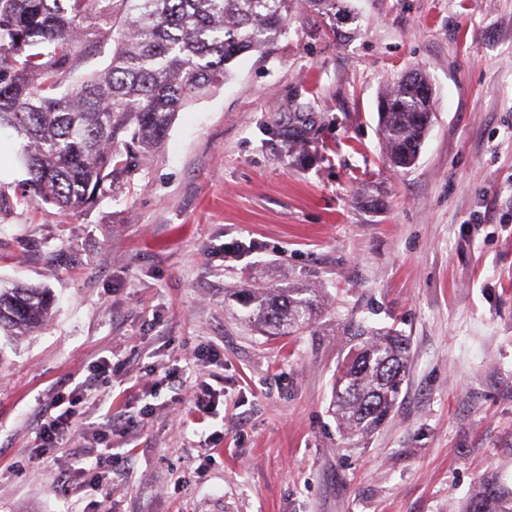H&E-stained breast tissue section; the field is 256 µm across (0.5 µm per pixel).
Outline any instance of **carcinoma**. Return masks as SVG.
Wrapping results in <instances>:
<instances>
[{
	"instance_id": "carcinoma-1",
	"label": "carcinoma",
	"mask_w": 512,
	"mask_h": 512,
	"mask_svg": "<svg viewBox=\"0 0 512 512\" xmlns=\"http://www.w3.org/2000/svg\"><path fill=\"white\" fill-rule=\"evenodd\" d=\"M304 2L357 19L346 0H0V128L24 140L32 194L63 213L129 185L165 140L178 112L224 85L236 59L264 53ZM112 42L109 64L72 83L82 50ZM420 73L383 94L379 130L395 168L415 163L432 122ZM241 320L271 336L309 331L320 299L311 288L251 286L230 293ZM49 289L0 286V331L27 336L50 317ZM353 344L333 387L332 412L350 436H367L392 412L409 338L351 325ZM462 512H512V488L483 477Z\"/></svg>"
}]
</instances>
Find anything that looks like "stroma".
I'll use <instances>...</instances> for the list:
<instances>
[{
	"instance_id": "stroma-1",
	"label": "stroma",
	"mask_w": 512,
	"mask_h": 512,
	"mask_svg": "<svg viewBox=\"0 0 512 512\" xmlns=\"http://www.w3.org/2000/svg\"><path fill=\"white\" fill-rule=\"evenodd\" d=\"M352 4L346 38L296 8L89 210L21 202L23 142L0 131V280L56 298L39 332L0 331V512H458L487 473L512 485V0ZM412 70L435 116L396 170L378 104ZM254 282L317 289L313 334L241 323L227 291ZM354 320L410 352L387 422L347 439L331 380ZM68 403L69 406L65 408V410L57 415H52L51 410L49 412L46 411L45 422L42 423V429L40 433L41 443L38 447L47 448L49 446H53L57 443L59 436L62 435L63 431L69 427L71 424V420L73 418V412L71 411L73 401L66 399L63 396H59L58 404L55 408ZM49 413V415H47Z\"/></svg>"
}]
</instances>
